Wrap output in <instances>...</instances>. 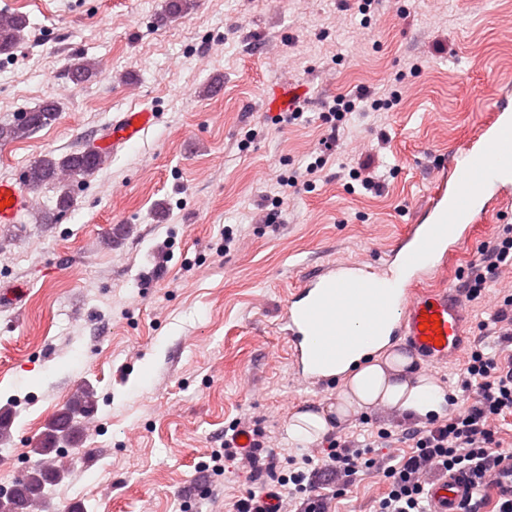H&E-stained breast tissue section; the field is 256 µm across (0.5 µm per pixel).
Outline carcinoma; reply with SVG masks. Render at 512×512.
<instances>
[{
    "mask_svg": "<svg viewBox=\"0 0 512 512\" xmlns=\"http://www.w3.org/2000/svg\"><path fill=\"white\" fill-rule=\"evenodd\" d=\"M27 25V19L21 15L0 13V53H10L16 48ZM67 74L71 82L79 85L96 78L99 68L94 61L75 58L70 62ZM59 114L60 104L53 99H47L37 107L21 113L12 123L0 126V141L26 138L55 123ZM105 160L104 151L89 146L59 159L44 156L30 164L24 175L28 188L35 191L45 187L59 190L55 210H40L36 216L38 222L55 223L72 205V198L67 191L69 183L94 174L104 165ZM94 409L93 392L87 388L77 390L66 408L49 425L41 441L40 454H50L60 439L76 435V417L88 416ZM66 469L67 464L62 461L52 470L33 467L26 471L12 482V496L9 500L0 502V512H24L25 506L29 504L46 502V485L59 480Z\"/></svg>",
    "mask_w": 512,
    "mask_h": 512,
    "instance_id": "1",
    "label": "carcinoma"
}]
</instances>
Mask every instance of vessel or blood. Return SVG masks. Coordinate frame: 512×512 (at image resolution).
Returning <instances> with one entry per match:
<instances>
[{
	"instance_id": "1",
	"label": "vessel or blood",
	"mask_w": 512,
	"mask_h": 512,
	"mask_svg": "<svg viewBox=\"0 0 512 512\" xmlns=\"http://www.w3.org/2000/svg\"><path fill=\"white\" fill-rule=\"evenodd\" d=\"M304 86L274 85L266 93L271 112L292 110ZM156 121L149 109L122 113L112 125V144L135 143ZM512 170V122L497 123L448 170V197L435 202L429 223L410 225L377 272L363 280L354 264L334 263L306 281L290 298L282 317L296 371L312 386L326 381L342 355L391 334L424 366L458 358L470 343L469 311L459 289L426 287L435 262L456 256L486 212L488 186L503 169ZM26 204L17 183L0 180V224L15 223ZM427 316L438 326L424 325ZM468 475H439L426 495L431 512H459L474 495Z\"/></svg>"
}]
</instances>
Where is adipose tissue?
Masks as SVG:
<instances>
[{
  "label": "adipose tissue",
  "instance_id": "adipose-tissue-1",
  "mask_svg": "<svg viewBox=\"0 0 512 512\" xmlns=\"http://www.w3.org/2000/svg\"><path fill=\"white\" fill-rule=\"evenodd\" d=\"M388 344L384 337L340 359L336 372L343 375L344 386L335 411L310 407L295 414L288 427L290 439L305 443L328 430L330 416L343 419L380 404L412 417L441 413L446 403L442 389L426 377L409 374V358L388 352Z\"/></svg>",
  "mask_w": 512,
  "mask_h": 512
}]
</instances>
